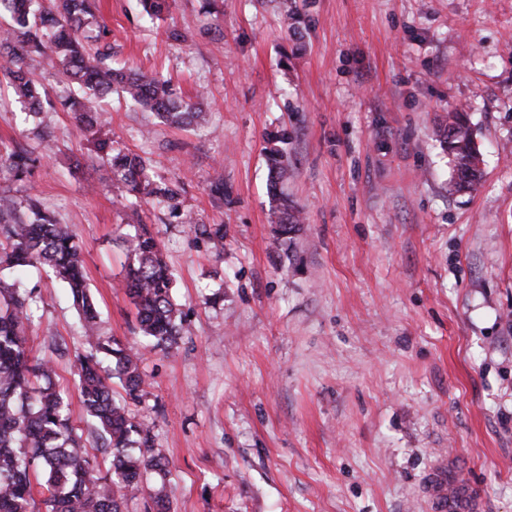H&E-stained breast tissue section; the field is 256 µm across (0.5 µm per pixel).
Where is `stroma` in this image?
<instances>
[{
	"mask_svg": "<svg viewBox=\"0 0 512 512\" xmlns=\"http://www.w3.org/2000/svg\"><path fill=\"white\" fill-rule=\"evenodd\" d=\"M99 0L117 59L171 79L209 114L174 128L111 96L93 128L31 117L0 89V151L40 160L0 193L37 198L82 252L100 332L140 352L131 411L170 460L172 512H432L426 480L464 464L482 512H512V0ZM195 41H169L170 27ZM468 113L483 185L455 191L438 130ZM288 128L284 189L303 216L291 253L268 222L267 136ZM177 185L195 221L144 201L185 314L152 348L122 283L127 195L96 140ZM224 196H212L214 181ZM223 227L215 254L202 228ZM28 331L79 428L85 350L68 289L31 268Z\"/></svg>",
	"mask_w": 512,
	"mask_h": 512,
	"instance_id": "35a3bbf8",
	"label": "stroma"
}]
</instances>
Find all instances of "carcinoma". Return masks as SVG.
<instances>
[{"label":"carcinoma","instance_id":"1","mask_svg":"<svg viewBox=\"0 0 512 512\" xmlns=\"http://www.w3.org/2000/svg\"><path fill=\"white\" fill-rule=\"evenodd\" d=\"M149 19L168 9V0H141ZM96 0H0L14 26L0 35V85L15 94L38 116L51 104L36 78L47 52L60 73L82 94L61 101L73 113L76 126L97 122L92 100L119 89L125 97L154 112L171 126H199L207 112L201 104L179 95L169 80L116 67L107 29L98 23ZM441 143L454 163L453 187L475 191L482 177L474 152L473 131L464 111L448 113L440 127ZM288 129L272 134L266 149L270 223L274 243L289 251L301 230L300 210L279 188L288 173ZM38 158L27 150L0 154V169L24 182ZM114 181L135 199L147 197L169 210L182 224H191L182 211L179 189L159 181L136 153L114 150L109 155ZM134 234L124 240L127 256L125 292L135 309L139 330L154 346L170 349L183 333V312L173 300L174 275L159 241L148 225L136 220ZM47 266L69 288L83 321L90 351L78 359L76 383L81 404L93 421L94 443L72 421L68 397L55 383L51 360L32 356L28 328L37 303L34 291L19 293L0 279V512H37L30 475L43 480L45 512H125L127 501L149 493L154 512H170L166 477L169 461L149 427L134 421L128 403L146 395L144 374L132 348L112 336L99 334L98 313L71 230L28 198L26 212L9 195L0 196V268ZM126 394L118 402L112 379ZM103 448L111 458L109 479L92 475L88 448Z\"/></svg>","mask_w":512,"mask_h":512}]
</instances>
